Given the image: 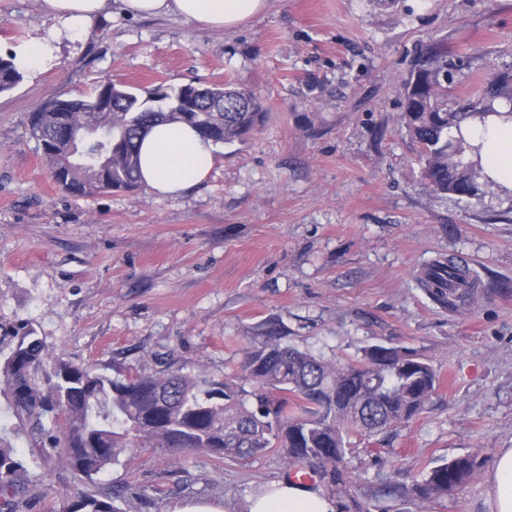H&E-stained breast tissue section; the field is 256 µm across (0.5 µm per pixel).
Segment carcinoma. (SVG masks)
Listing matches in <instances>:
<instances>
[{
  "mask_svg": "<svg viewBox=\"0 0 512 512\" xmlns=\"http://www.w3.org/2000/svg\"><path fill=\"white\" fill-rule=\"evenodd\" d=\"M22 79L13 57L0 56V94ZM403 90L401 123L418 145L428 186L477 195L476 176L462 160L464 146L450 129L497 101L512 105V71L494 74L480 98L450 112L448 46L434 43ZM267 116L263 101L232 81L222 89L161 84L141 98L108 78L39 105L29 130L55 183L87 197L143 186L140 143L159 123H187L218 145L262 129ZM420 285L450 305L459 291L476 288L478 277L452 259H437ZM243 353L239 381L180 370L114 379L50 354L28 322L0 331V512H29L41 499L26 454L49 471L90 482L138 448L233 461L274 452L289 471L311 468L336 512H389L383 505L389 498L408 505L407 512H428V504L461 490L483 467L476 455L460 456L409 485L385 482L361 497L344 467L351 438L369 440L419 415L439 385L433 366L411 349L382 345L368 347L356 362L332 361L281 344L273 329ZM55 512L120 510L112 494L87 486L63 492Z\"/></svg>",
  "mask_w": 512,
  "mask_h": 512,
  "instance_id": "obj_1",
  "label": "carcinoma"
}]
</instances>
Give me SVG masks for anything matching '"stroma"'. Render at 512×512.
<instances>
[{"label": "stroma", "mask_w": 512, "mask_h": 512, "mask_svg": "<svg viewBox=\"0 0 512 512\" xmlns=\"http://www.w3.org/2000/svg\"><path fill=\"white\" fill-rule=\"evenodd\" d=\"M54 25L10 0L0 54ZM448 46V107L512 69V0H268L230 32L110 4L88 35L61 37L38 75L0 95V325L32 323L50 351L112 378L181 367L242 376L243 349L277 322L284 343L328 359L406 347L440 376L424 412L346 456L357 493L408 484L468 454L512 448V196L433 192L399 123L403 82L430 42ZM150 89L249 87L268 120L217 146L197 186L74 197L51 179L28 117L103 79ZM481 279L445 309L416 283L440 257ZM282 459L135 451L95 476L122 512L218 500L225 512L284 479ZM431 512H492L486 473Z\"/></svg>", "instance_id": "1"}]
</instances>
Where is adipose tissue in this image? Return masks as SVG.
I'll return each mask as SVG.
<instances>
[{
	"mask_svg": "<svg viewBox=\"0 0 512 512\" xmlns=\"http://www.w3.org/2000/svg\"><path fill=\"white\" fill-rule=\"evenodd\" d=\"M268 0H120L125 14L136 17L175 14L201 27L229 31L260 14ZM43 12L57 19L63 32H89L106 15L107 0H39ZM468 146L467 159L484 180L512 195V107L494 103L492 111L470 116L452 130ZM141 174L157 196L181 194L198 185L214 164L213 147L184 123L152 129L141 146ZM494 512H512V448L500 449L487 478ZM319 492L278 481L252 497L247 512H334Z\"/></svg>",
	"mask_w": 512,
	"mask_h": 512,
	"instance_id": "ef3b65f1",
	"label": "adipose tissue"
}]
</instances>
